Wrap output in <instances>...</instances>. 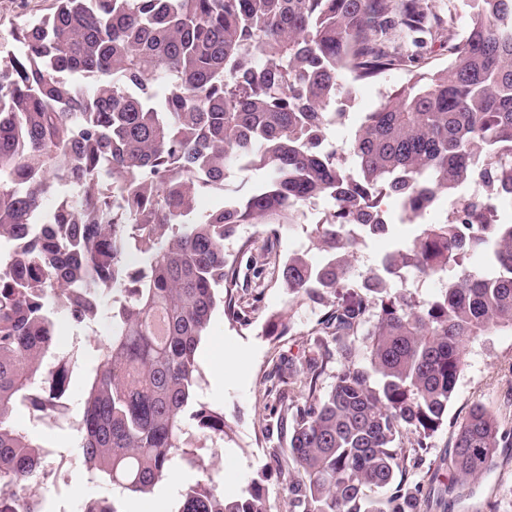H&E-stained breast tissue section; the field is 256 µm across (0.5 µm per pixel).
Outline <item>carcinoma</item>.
I'll list each match as a JSON object with an SVG mask.
<instances>
[{"mask_svg": "<svg viewBox=\"0 0 512 512\" xmlns=\"http://www.w3.org/2000/svg\"><path fill=\"white\" fill-rule=\"evenodd\" d=\"M468 7L459 32L453 13L423 0H55L16 28L23 50L0 64V239L12 242L0 270V496L49 476L43 445L11 416L64 415L66 363L42 358L56 350L49 303L71 284L59 309L77 326L111 299L76 431L112 498L83 512H121V499L153 494L198 448L221 452L224 412L197 398V352L216 314L240 319L224 240L245 224L275 235L325 195L335 208L313 240L327 260L290 252L277 266L289 301L331 306L288 365L299 390L279 394L292 429L270 458L288 476V512H446L448 493L466 496L497 449L512 448V415L477 402L451 432L449 481L416 473L448 418L466 342L512 330V223L495 216V201L512 198V0ZM438 28L448 64L409 71L365 115L344 148L355 170L325 152L331 102L409 62L391 33L415 45ZM233 169L267 179L194 219L200 192ZM55 181L78 194L47 213ZM470 181L481 192L454 199ZM386 195L412 220L441 196L452 213L359 274L350 227L386 232ZM478 247L487 264L469 270ZM453 267L462 273L447 284ZM403 271L443 283L440 294L392 291L387 276ZM267 502L258 482L228 499L199 480L174 512H269Z\"/></svg>", "mask_w": 512, "mask_h": 512, "instance_id": "1", "label": "carcinoma"}]
</instances>
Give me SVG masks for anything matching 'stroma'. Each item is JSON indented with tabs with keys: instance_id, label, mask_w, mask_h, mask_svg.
<instances>
[{
	"instance_id": "1",
	"label": "stroma",
	"mask_w": 512,
	"mask_h": 512,
	"mask_svg": "<svg viewBox=\"0 0 512 512\" xmlns=\"http://www.w3.org/2000/svg\"><path fill=\"white\" fill-rule=\"evenodd\" d=\"M53 10V0H0V61L21 50L13 37L18 24L39 20ZM408 79L407 69L402 68L387 73L377 83L354 85L343 99V118L325 130L327 141L344 148L361 116L375 110L385 92L405 85ZM330 209L327 200L318 199L303 207L297 223L284 225L277 235L246 224L237 237L225 240L224 250L240 272L236 298L241 319L232 322L216 316L201 345L202 351L222 356L224 387L214 392L208 378H200L199 399L223 410L228 428L221 457L214 459L209 450H200L203 464L186 467L187 480L192 483L210 477L228 498L241 496L252 482H261L268 493L270 512H288L284 478L269 458L271 448L287 445L290 430L289 423L280 418L277 392L283 386L289 362L300 358L308 347L306 331L326 312L325 307L306 302L289 305L287 294L276 281L274 264L292 251L305 252L313 263H321L324 255L313 242L312 230L325 221ZM382 209L388 231L362 239L358 271L379 267L386 254L409 243L419 232L418 223L401 220L395 198H384ZM248 237L254 241L252 251L240 252V241ZM281 311L291 314L286 331L267 335L268 316ZM53 318L58 325L56 347L66 357L69 369L66 402L70 415L75 416L86 395L87 377L100 362L109 322L101 317L90 326L79 327L62 313H54ZM511 398L512 332L498 330L470 340L465 347L464 371L448 405L449 423L433 438L425 468L447 473L442 460L451 446L450 422L462 419L474 403L498 411ZM12 422L35 442L59 453L56 465L60 475L42 492L44 512H81L89 499L107 495L105 486L91 480L78 434L69 424L47 425L27 407L18 408ZM490 499L499 501L503 512H512V448L498 449L492 467L472 494L460 500L449 499L448 512H478Z\"/></svg>"
}]
</instances>
